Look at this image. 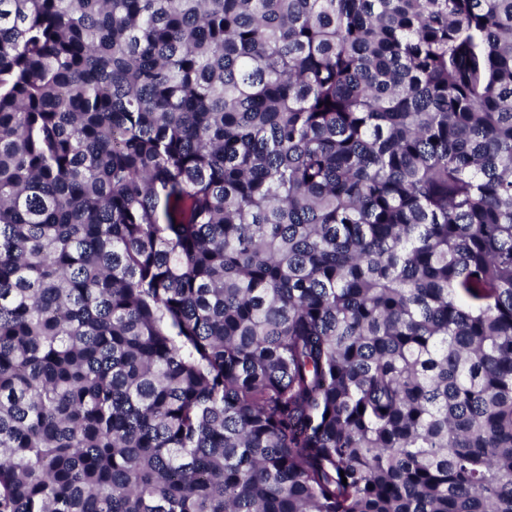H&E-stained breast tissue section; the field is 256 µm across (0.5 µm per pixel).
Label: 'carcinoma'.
<instances>
[{"label": "carcinoma", "instance_id": "1", "mask_svg": "<svg viewBox=\"0 0 512 512\" xmlns=\"http://www.w3.org/2000/svg\"><path fill=\"white\" fill-rule=\"evenodd\" d=\"M0 512H512V0H0Z\"/></svg>", "mask_w": 512, "mask_h": 512}]
</instances>
